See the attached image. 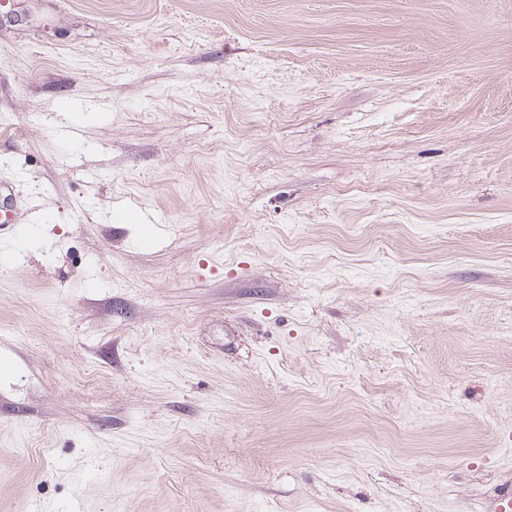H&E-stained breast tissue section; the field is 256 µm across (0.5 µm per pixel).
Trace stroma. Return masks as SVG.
Segmentation results:
<instances>
[{"mask_svg": "<svg viewBox=\"0 0 512 512\" xmlns=\"http://www.w3.org/2000/svg\"><path fill=\"white\" fill-rule=\"evenodd\" d=\"M0 179V512L512 487V0H14Z\"/></svg>", "mask_w": 512, "mask_h": 512, "instance_id": "35a3bbf8", "label": "stroma"}]
</instances>
